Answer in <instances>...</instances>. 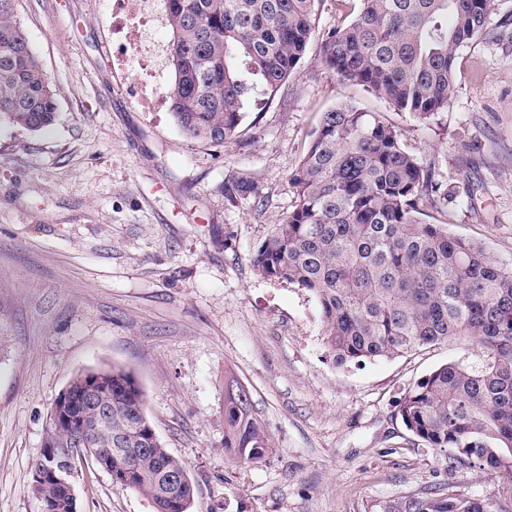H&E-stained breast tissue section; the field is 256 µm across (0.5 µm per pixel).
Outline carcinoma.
<instances>
[{"label":"carcinoma","mask_w":512,"mask_h":512,"mask_svg":"<svg viewBox=\"0 0 512 512\" xmlns=\"http://www.w3.org/2000/svg\"><path fill=\"white\" fill-rule=\"evenodd\" d=\"M0 0V118L31 132L53 125L56 90L15 12ZM352 20L323 37L320 54L340 79L395 110L428 120L455 92L458 50L488 34L490 0H359ZM173 77L169 111L189 139L233 137L244 106L297 72L315 29V0H164ZM297 201L256 251L254 267L317 302L323 341L339 367L463 338L478 364L448 363L396 403L415 441L448 452V465L477 463L507 486L492 500L452 485L387 501L381 512H512V266L485 246L422 219L431 168L407 152L402 133L376 112L342 102L321 114L292 176ZM254 191L237 176L230 197ZM99 374V403L76 408L75 426H50L44 447L74 448L112 484L148 497L155 512H189L196 486L148 418L133 374ZM224 450L245 463L269 452L248 390L226 383ZM185 476L179 484L168 475ZM52 512H70L62 484L29 489Z\"/></svg>","instance_id":"1"}]
</instances>
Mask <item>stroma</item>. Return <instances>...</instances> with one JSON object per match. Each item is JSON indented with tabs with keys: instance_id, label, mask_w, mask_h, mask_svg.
<instances>
[{
	"instance_id": "35a3bbf8",
	"label": "stroma",
	"mask_w": 512,
	"mask_h": 512,
	"mask_svg": "<svg viewBox=\"0 0 512 512\" xmlns=\"http://www.w3.org/2000/svg\"><path fill=\"white\" fill-rule=\"evenodd\" d=\"M57 90L35 133L0 119V512H39L32 465L73 376L121 366L158 437L198 487L190 512H379L438 484L487 498L503 480L414 446L396 403L439 366L477 362L460 340L336 366L316 300L256 274L255 252L296 200L291 177L322 112L380 113L430 165L427 214L512 264V0L462 47L455 92L428 120L344 83L316 46L221 144L188 139L170 112L140 111L134 69L112 61L108 0H18ZM255 192L229 198L228 180ZM251 396L271 450H224V374ZM78 512H154L88 464Z\"/></svg>"
}]
</instances>
